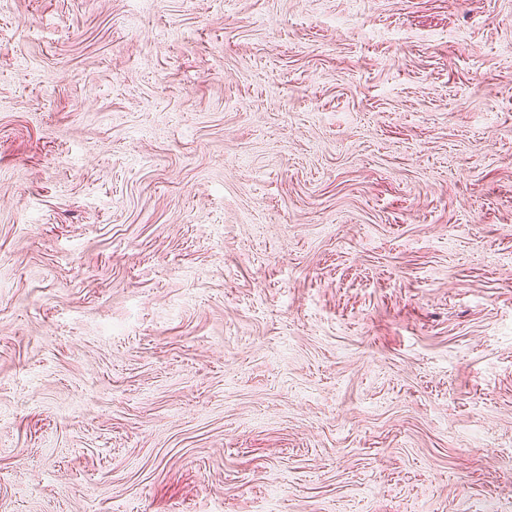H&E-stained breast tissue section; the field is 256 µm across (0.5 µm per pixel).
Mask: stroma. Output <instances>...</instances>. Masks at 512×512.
Here are the masks:
<instances>
[{"label": "stroma", "instance_id": "obj_1", "mask_svg": "<svg viewBox=\"0 0 512 512\" xmlns=\"http://www.w3.org/2000/svg\"><path fill=\"white\" fill-rule=\"evenodd\" d=\"M0 512H512V0H0Z\"/></svg>", "mask_w": 512, "mask_h": 512}]
</instances>
